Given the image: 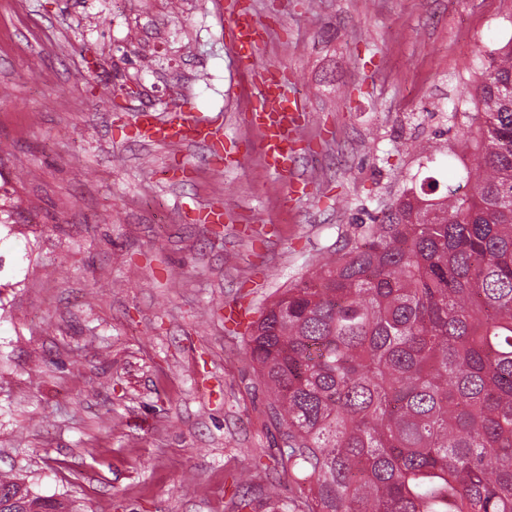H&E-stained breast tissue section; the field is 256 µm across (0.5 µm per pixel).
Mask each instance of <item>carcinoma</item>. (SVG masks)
Segmentation results:
<instances>
[{"instance_id":"obj_1","label":"carcinoma","mask_w":512,"mask_h":512,"mask_svg":"<svg viewBox=\"0 0 512 512\" xmlns=\"http://www.w3.org/2000/svg\"><path fill=\"white\" fill-rule=\"evenodd\" d=\"M477 93L469 189L402 193L249 326L282 512H512V40Z\"/></svg>"}]
</instances>
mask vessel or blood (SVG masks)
<instances>
[{
  "label": "vessel or blood",
  "mask_w": 512,
  "mask_h": 512,
  "mask_svg": "<svg viewBox=\"0 0 512 512\" xmlns=\"http://www.w3.org/2000/svg\"><path fill=\"white\" fill-rule=\"evenodd\" d=\"M224 13L227 18L225 34L230 45L237 48L241 65L255 88L249 122L262 132L260 149L266 164L273 173L291 174L292 192H306L307 182L293 176L292 170L299 159L297 146L304 135L307 105L293 89L285 71L261 63L264 28L249 0H225ZM139 129L155 142L215 144L221 140L209 121L188 108L161 123L155 122L151 114H142Z\"/></svg>",
  "instance_id": "1"
}]
</instances>
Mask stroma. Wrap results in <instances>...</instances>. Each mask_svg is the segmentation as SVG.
Here are the masks:
<instances>
[{
  "label": "stroma",
  "mask_w": 512,
  "mask_h": 512,
  "mask_svg": "<svg viewBox=\"0 0 512 512\" xmlns=\"http://www.w3.org/2000/svg\"><path fill=\"white\" fill-rule=\"evenodd\" d=\"M253 2L309 108L306 195L236 110L216 0H0V471L76 512H277L281 441L224 307L263 308L425 177L461 182L512 31V0ZM186 106L238 165L137 135Z\"/></svg>",
  "instance_id": "1"
}]
</instances>
